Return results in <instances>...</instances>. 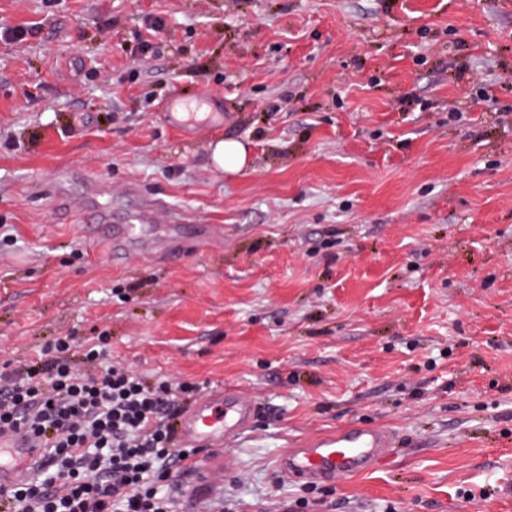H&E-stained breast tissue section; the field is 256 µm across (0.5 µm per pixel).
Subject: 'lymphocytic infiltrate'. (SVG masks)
Wrapping results in <instances>:
<instances>
[{"mask_svg": "<svg viewBox=\"0 0 512 512\" xmlns=\"http://www.w3.org/2000/svg\"><path fill=\"white\" fill-rule=\"evenodd\" d=\"M201 385L113 364L105 340L46 346L39 363L0 374V434L42 448L37 475L0 490V512H176L168 488L195 449L173 444Z\"/></svg>", "mask_w": 512, "mask_h": 512, "instance_id": "obj_1", "label": "lymphocytic infiltrate"}]
</instances>
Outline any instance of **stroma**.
<instances>
[{
  "label": "stroma",
  "instance_id": "35a3bbf8",
  "mask_svg": "<svg viewBox=\"0 0 512 512\" xmlns=\"http://www.w3.org/2000/svg\"><path fill=\"white\" fill-rule=\"evenodd\" d=\"M13 27L0 368L104 335L146 377L247 391L221 512H512V0H0ZM176 86L223 126L171 130ZM220 138L250 165L213 168ZM86 175L222 246L113 259L84 238ZM350 422L409 455L280 478L286 448Z\"/></svg>",
  "mask_w": 512,
  "mask_h": 512
}]
</instances>
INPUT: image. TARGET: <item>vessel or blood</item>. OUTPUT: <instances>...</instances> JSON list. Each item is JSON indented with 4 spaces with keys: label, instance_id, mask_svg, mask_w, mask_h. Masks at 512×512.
<instances>
[{
    "label": "vessel or blood",
    "instance_id": "obj_1",
    "mask_svg": "<svg viewBox=\"0 0 512 512\" xmlns=\"http://www.w3.org/2000/svg\"><path fill=\"white\" fill-rule=\"evenodd\" d=\"M211 98L203 91L196 99L175 102L167 99L163 106L164 119L169 127L179 132L191 126L223 125L224 114L206 112L202 106ZM137 210L132 223L108 232L105 241L113 255L124 254L129 246L135 224L161 223L169 233L154 242L152 249L164 254L181 252L184 242L180 234L181 214L169 210L161 202L142 197L136 201ZM254 416L252 401L237 390H217L198 405L186 411L179 421L178 439L183 448H209L212 456L191 466L188 489L195 500L212 497L224 482L230 481L232 472L223 467L218 455L225 442L240 438L251 426ZM41 449L32 447L28 440L0 435V488H10L26 481L32 474ZM398 455V441L389 430L364 424H351L332 435L313 439L289 448L279 461L284 478H300L312 484L330 481L336 476H356L379 468Z\"/></svg>",
    "mask_w": 512,
    "mask_h": 512
}]
</instances>
